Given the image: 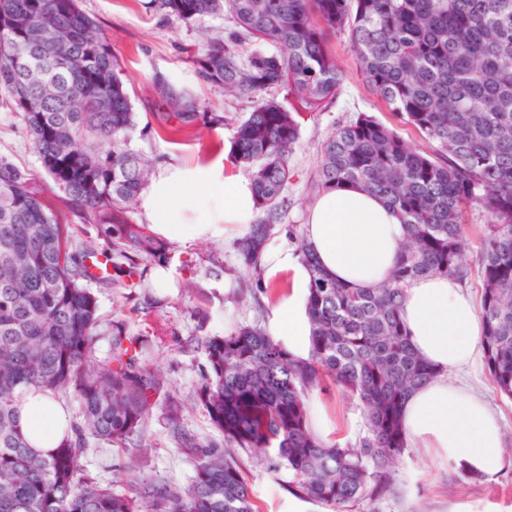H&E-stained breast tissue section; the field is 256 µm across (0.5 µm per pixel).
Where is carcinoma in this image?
<instances>
[{
    "instance_id": "1",
    "label": "carcinoma",
    "mask_w": 512,
    "mask_h": 512,
    "mask_svg": "<svg viewBox=\"0 0 512 512\" xmlns=\"http://www.w3.org/2000/svg\"><path fill=\"white\" fill-rule=\"evenodd\" d=\"M166 20L227 13V35L197 45L202 80L250 104L231 138L230 158L251 172L259 217L234 242L256 273L263 247L286 207L289 158L301 113L330 103L343 73L329 46L345 36L365 80L429 145L424 153L369 116L343 125L321 146L318 191L356 185L393 208L406 242L390 280L350 288L329 277L307 247L311 322L306 359L288 353L259 322L208 336L209 371L197 400L224 442L188 435L171 401L166 422L193 450L186 490L151 482L142 512H256L237 451L269 454L293 493L334 512L378 498L407 448L400 411L436 375L413 350L400 317L402 285L437 273L460 274L467 244L462 206L480 204L486 226L481 269L482 349L494 383L512 397V0H145ZM255 39L274 52L244 53ZM281 88L297 105L266 93ZM182 127L224 125L197 102L168 90ZM0 101L16 112L52 186L82 224L111 244L72 248L70 225L40 202L31 172L0 158V512H137L133 501L83 473L88 437L124 443L140 435L165 394L163 378L140 361L146 341L112 326V355L90 354L99 336L98 302L87 260L116 252L128 269L165 257V247L131 217L147 183V162L128 147L135 112L112 44L80 0H0ZM356 400L367 418L357 448L328 445L312 433L307 398L326 380ZM35 389L75 396L82 421L51 452L27 440L20 408Z\"/></svg>"
}]
</instances>
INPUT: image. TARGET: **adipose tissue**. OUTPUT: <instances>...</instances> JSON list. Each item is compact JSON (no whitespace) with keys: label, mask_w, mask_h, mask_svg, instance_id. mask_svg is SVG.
<instances>
[{"label":"adipose tissue","mask_w":512,"mask_h":512,"mask_svg":"<svg viewBox=\"0 0 512 512\" xmlns=\"http://www.w3.org/2000/svg\"><path fill=\"white\" fill-rule=\"evenodd\" d=\"M137 206L155 236L183 247L246 231L258 216L251 181L228 173L220 158L164 168L140 191ZM304 237L324 272L366 289L388 279L405 229L380 198L344 185L316 198ZM262 262L268 276L291 275V289L273 306L267 333L293 356L307 357L309 270L299 254L281 247H265ZM401 318L412 348L437 372L404 402L408 440L467 471L497 473L504 462L498 414L472 389L448 379L449 371L475 361L481 345L483 325L473 298L453 277L413 279L403 286ZM22 419L31 445L43 452L57 447L69 425L63 407L37 391L26 393Z\"/></svg>","instance_id":"adipose-tissue-1"}]
</instances>
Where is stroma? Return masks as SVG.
<instances>
[{"label": "stroma", "instance_id": "obj_1", "mask_svg": "<svg viewBox=\"0 0 512 512\" xmlns=\"http://www.w3.org/2000/svg\"><path fill=\"white\" fill-rule=\"evenodd\" d=\"M82 9L93 17L108 36L114 53L123 65L126 88L136 116L130 146L150 160L151 172L168 164L192 165L228 154L235 124L248 106L233 95L214 90L201 81L189 52L202 39L231 28L228 15H208L191 22L166 23L146 11L141 0H81ZM344 80L331 104L305 115L300 142L289 165L292 177L285 191L287 206L270 238L271 244L297 248V233L308 219V211L318 193L313 188L322 142L337 126L370 115L395 129L413 145L422 140L379 100L365 82L352 48L345 37L330 41ZM185 91L200 101L206 111L225 116L223 126L191 127L173 134L156 133L157 114L168 112L167 89ZM0 157L30 170L44 208L61 223L72 225L76 241H92L98 247L108 242L96 227L76 223L62 192L49 188L37 154L15 112L0 103ZM491 215L474 204L465 212L470 254L462 283L473 297L482 294V277L474 255L481 247L484 228ZM167 266L176 286L170 291L154 287L151 273L154 260H141L142 282L128 290L92 281L98 299L100 334L94 359L105 364L111 358L113 323H120L126 335L147 341L142 363L160 368L167 378L169 394L182 406L185 430L198 441H217L221 435L206 409L197 403L196 392L207 369L204 337L221 336L237 325L265 320L268 311L286 295L288 275L262 279L251 297L239 300L232 275L240 261L231 241H205L188 247L170 246ZM451 381L474 388L503 419L504 466L493 476L463 479L460 469L437 457L428 448L408 447L393 467V488L385 495L363 499L349 512H512V398L502 394L493 382L484 359L449 372ZM312 403L321 405L332 423L331 438L336 443L357 445L367 433L362 409L336 386L314 393ZM240 470L258 512H333L330 506L292 494L286 469L271 470L265 457L239 453ZM88 477L111 487L115 494L139 500L146 482L161 481L188 488L195 471L191 454L171 436L165 421V406L157 404L148 418L146 430L133 442L111 444L89 439L81 457Z\"/></svg>", "mask_w": 512, "mask_h": 512}]
</instances>
